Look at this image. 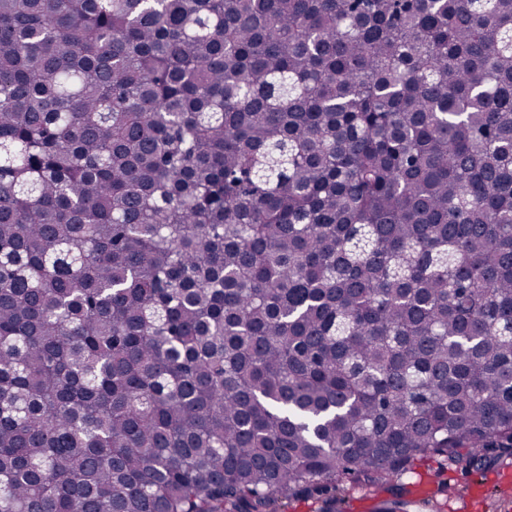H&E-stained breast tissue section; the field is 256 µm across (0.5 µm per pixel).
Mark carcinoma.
I'll return each instance as SVG.
<instances>
[{
	"instance_id": "1",
	"label": "carcinoma",
	"mask_w": 512,
	"mask_h": 512,
	"mask_svg": "<svg viewBox=\"0 0 512 512\" xmlns=\"http://www.w3.org/2000/svg\"><path fill=\"white\" fill-rule=\"evenodd\" d=\"M512 448V0H0V512H277Z\"/></svg>"
}]
</instances>
